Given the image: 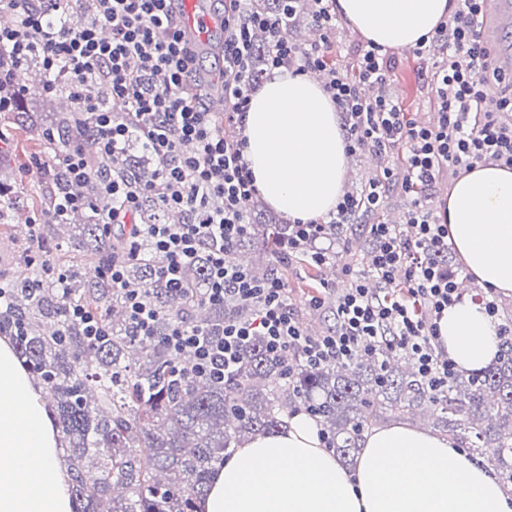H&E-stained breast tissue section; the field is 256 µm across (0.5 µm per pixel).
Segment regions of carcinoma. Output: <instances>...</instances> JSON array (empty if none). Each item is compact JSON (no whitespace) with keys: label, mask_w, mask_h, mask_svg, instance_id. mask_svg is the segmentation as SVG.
I'll return each instance as SVG.
<instances>
[{"label":"carcinoma","mask_w":512,"mask_h":512,"mask_svg":"<svg viewBox=\"0 0 512 512\" xmlns=\"http://www.w3.org/2000/svg\"><path fill=\"white\" fill-rule=\"evenodd\" d=\"M255 50L259 76L267 50L261 31L255 35ZM29 128L48 159L38 209H50L64 189L93 193L89 184L68 183L56 161L77 133V115L66 108L45 122L34 114ZM148 156L126 154L117 173L131 181L150 179L154 169ZM18 212L13 194L0 197V224L12 223ZM171 220L172 213L153 200L143 201L139 223ZM71 227L72 242L96 261L95 276L88 279L71 268L61 284L33 270L35 288L22 278L4 281L0 335L9 337L33 381L51 392L75 512H197L212 472L244 438L275 433L288 415L301 410L320 423L328 447L344 459L355 455L365 431L430 412L434 430L476 453L490 452L502 481L512 484V336L503 337L501 357L483 372L465 376L456 371L446 381L430 383L410 354L384 343L350 361L310 365L298 349L267 352L256 336L242 347L241 363L220 383L191 372L193 351L169 350L167 324L186 316L215 334L224 322L249 316L253 307L231 293L222 305L194 303L204 262L185 269L190 288L175 293L154 278L157 259L147 254L127 266V278L146 287L159 323L154 335L137 336L128 321L125 289L112 286L105 274L120 234L98 223L95 208L28 234L26 257L46 249L50 235ZM287 239L288 225L260 217L228 255L263 279L288 265L280 253ZM257 247L270 263L250 259ZM71 305L97 315L103 335L85 336L80 324L67 319Z\"/></svg>","instance_id":"1"}]
</instances>
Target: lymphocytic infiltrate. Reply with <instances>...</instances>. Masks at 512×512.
<instances>
[{
  "mask_svg": "<svg viewBox=\"0 0 512 512\" xmlns=\"http://www.w3.org/2000/svg\"><path fill=\"white\" fill-rule=\"evenodd\" d=\"M172 0H0V13L18 18L0 27V47L9 49L12 67L0 69V87L16 89V71L38 56L46 73L45 92L64 87L74 112L88 117L95 135L94 152L71 142L58 158L71 180L91 183L112 206L102 221L123 234V257L107 273L126 287L132 325L138 335L154 332L159 313L142 289L127 286L128 262L140 260L143 248L158 259L155 278L171 290L184 287L183 271L205 259L199 297L212 305L227 292L254 305L251 318L225 323L220 334L206 333L188 320L173 322L165 337L171 351L193 349L194 371L211 377L231 373L242 346L263 337L268 351L301 348L307 362L346 361L386 342L409 350L422 377H444L454 365L441 349L437 321L458 297L456 283L439 258L448 251V225L434 212L428 189L441 176L455 177L475 165L493 161L512 167V73L500 71L478 34L483 0H457L431 38L414 53L432 60L430 93L436 113L424 125L407 117L386 91L392 54L373 43L361 46L355 77L325 66L336 32L335 0H286L284 12L264 14L252 0H224L223 119H216L193 80L196 55L181 44L182 23ZM83 14L82 24L52 23L55 12ZM307 15L320 33L310 47L288 40L284 32L299 15ZM269 35L266 68L292 74L326 71L324 84L344 117L346 151L374 153L381 160L375 177L344 195L327 216L289 226L288 249L311 246L312 264L324 266L333 256L317 247L335 227L351 223L365 211L379 210L388 188L410 201L406 221L412 239L401 238L396 225L375 224L376 249L369 276L355 278L337 299L336 323L319 336L305 335L288 304L280 278L254 280L229 260L226 247L241 237L249 220L240 207L259 190L245 161L242 120L258 81L252 69L255 30ZM102 89L85 92L89 82ZM139 139L158 161L153 182L139 185L110 174L103 162L120 164L131 139ZM407 151L403 166L389 158ZM184 213L180 224H140L144 199ZM398 284L399 298H383L369 279Z\"/></svg>",
  "mask_w": 512,
  "mask_h": 512,
  "instance_id": "1",
  "label": "lymphocytic infiltrate"
}]
</instances>
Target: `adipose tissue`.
Here are the masks:
<instances>
[{
    "mask_svg": "<svg viewBox=\"0 0 512 512\" xmlns=\"http://www.w3.org/2000/svg\"><path fill=\"white\" fill-rule=\"evenodd\" d=\"M456 0H336L365 40L391 50L434 33ZM245 160L265 200L289 218L327 215L348 170L344 132L321 83L271 70L243 117ZM448 238L473 282L512 296V168L477 165L453 186ZM459 371L501 352L482 303L463 296L437 322ZM58 437L12 345L0 339V512H73ZM198 512H512V488L456 440L409 423L366 433L352 467L323 448L319 427L295 414L286 429L247 441L214 474Z\"/></svg>",
    "mask_w": 512,
    "mask_h": 512,
    "instance_id": "adipose-tissue-1",
    "label": "adipose tissue"
}]
</instances>
